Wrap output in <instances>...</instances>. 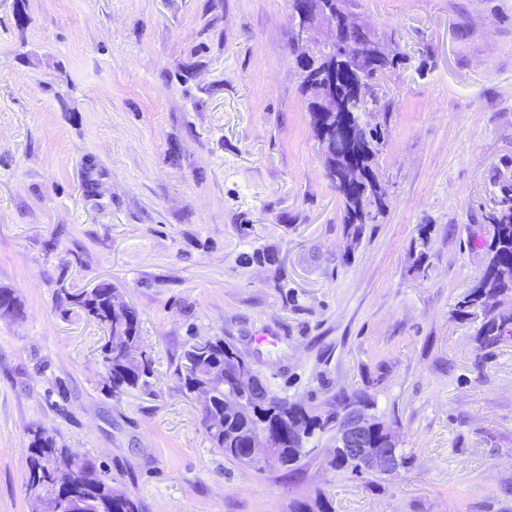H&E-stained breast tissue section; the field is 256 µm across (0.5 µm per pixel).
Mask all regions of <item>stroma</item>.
<instances>
[{"instance_id": "35a3bbf8", "label": "stroma", "mask_w": 512, "mask_h": 512, "mask_svg": "<svg viewBox=\"0 0 512 512\" xmlns=\"http://www.w3.org/2000/svg\"><path fill=\"white\" fill-rule=\"evenodd\" d=\"M406 61L373 89L386 207L359 244L313 131L289 0H0V512H29V432L93 456L144 512H512V336L456 305L512 192V0H351ZM428 227L427 261L411 244ZM140 313L147 386L113 398L101 282ZM221 336L280 394L375 395L410 464L245 469L176 376Z\"/></svg>"}]
</instances>
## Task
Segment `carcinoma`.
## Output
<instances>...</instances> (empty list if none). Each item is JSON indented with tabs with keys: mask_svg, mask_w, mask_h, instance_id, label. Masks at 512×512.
Instances as JSON below:
<instances>
[{
	"mask_svg": "<svg viewBox=\"0 0 512 512\" xmlns=\"http://www.w3.org/2000/svg\"><path fill=\"white\" fill-rule=\"evenodd\" d=\"M379 64L374 70L363 76L351 77L343 73L335 59L328 60L316 71L319 80L335 79L346 86L351 81L368 79L370 81L396 69L404 57L398 54L382 55L379 48L371 49ZM383 131L379 127L363 124L355 139L357 150L353 152L351 164L357 167L365 179L354 189L346 190L336 184L344 201V224L347 234L358 240L365 226L373 224L383 213L385 202L379 193L372 167L381 152ZM508 205L491 217L489 240L487 242L486 264L481 275L472 283L470 289L457 302L456 311L465 316L471 310L482 313V325L478 341L484 346H492L512 325V310L508 307L490 309L489 299L512 297V196L506 198ZM112 284L103 282L93 291L83 293L79 299L70 296L66 302H76L83 310L103 326L107 335H112L113 324L124 327L129 336L130 348L141 347L140 316L137 308L128 303L120 313L112 314L110 288ZM236 356V347L224 341L220 336L207 338L205 344L197 341L187 344L177 368V380L180 389L186 395L195 391L199 378L197 369L201 365L224 366L232 368ZM100 357L106 371V384L115 398L130 390L147 384L151 375V358L145 356L140 364L130 362L129 348L114 347L108 341L101 346ZM251 398L253 411L250 414L224 413V387L214 389L211 399L201 408L202 423L213 447L224 457L240 462L245 449L250 447L263 430L283 429L298 422L303 435L290 436L279 448L281 467L296 468L308 456V444L314 437L338 428L345 411L354 403L375 405L374 399L367 394L352 390L339 391L324 402L301 406L294 400L283 396L271 387L253 388ZM30 455L27 460V482L44 484L48 491L58 498L66 499L60 512H142L140 502L127 493L112 487L95 459L83 456L73 462V467L57 472L47 468L51 458L69 454V449L57 445L55 438L43 429L30 432Z\"/></svg>",
	"mask_w": 512,
	"mask_h": 512,
	"instance_id": "cac0c4a2",
	"label": "carcinoma"
}]
</instances>
